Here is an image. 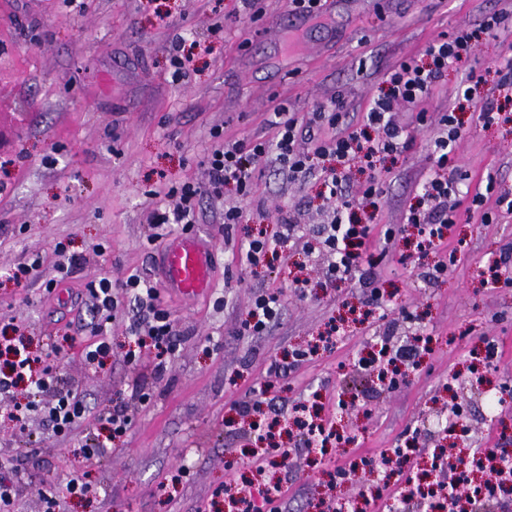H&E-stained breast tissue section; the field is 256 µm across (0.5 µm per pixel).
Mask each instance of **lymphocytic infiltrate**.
Listing matches in <instances>:
<instances>
[{
    "mask_svg": "<svg viewBox=\"0 0 512 512\" xmlns=\"http://www.w3.org/2000/svg\"><path fill=\"white\" fill-rule=\"evenodd\" d=\"M505 13L494 14L484 21L481 29H461L453 34H439L422 50L421 59H408L387 71L377 95L371 97L361 120H353L342 100L317 105L312 111L299 114L287 108L275 107L269 128L271 137L226 139L222 129L211 132L212 145L203 165L206 179L201 183L186 182L169 189L175 198L174 207L153 208L147 222L154 228L169 224H192L196 221V205L201 196L223 198L226 190H235L239 201L226 206L224 221L244 223L251 211H263V202L255 201L256 175L265 165L278 167L291 182H301L314 172H321L323 189L320 197L325 209L322 224L309 228L302 225L296 212L276 208L277 230L273 236L257 234L247 238L242 249L249 267L263 264L268 255L290 253L305 237L319 240L330 261L325 271L328 282L346 280L358 270L360 263L375 266L379 257L373 225L362 221V213L378 210L385 179L379 166L389 158L401 156L412 139L406 126L397 123L394 112L402 106L415 107V119L425 124L422 103L432 94L448 71L471 58L482 37L492 35L505 20ZM482 80L467 74L462 81V97L456 109L443 112L430 147L433 166L422 182V193L416 206L410 207L406 218L417 230L416 251H433L441 246L458 209L480 212L483 223L490 224L500 213H512V198L494 196L493 185L459 188V167L455 145L461 135L457 110L478 112L484 125L497 122L498 114L481 94ZM354 169L369 171L370 177L356 194H346L343 184ZM494 209H486L487 201ZM133 295L140 308L132 319L128 333L137 342L149 343L156 351L151 364L155 375H162L176 348L179 335L170 313L159 304L155 285L132 274L123 280L108 277L90 283L86 305L96 322L95 340L84 353L88 367L97 370L112 355L108 325L124 295ZM31 388L27 402L11 399L19 383ZM87 405L82 392L72 386H62L55 368L36 366L23 337L0 344V417L19 431H26L32 414H41L45 425L56 436H68L85 420ZM98 423L108 432L106 439L81 444L80 455L100 458L110 451L112 442L124 436L131 425L127 407L101 411Z\"/></svg>",
    "mask_w": 512,
    "mask_h": 512,
    "instance_id": "obj_1",
    "label": "lymphocytic infiltrate"
}]
</instances>
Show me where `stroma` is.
Listing matches in <instances>:
<instances>
[{"mask_svg":"<svg viewBox=\"0 0 512 512\" xmlns=\"http://www.w3.org/2000/svg\"><path fill=\"white\" fill-rule=\"evenodd\" d=\"M319 19H301L289 0H256L262 17L251 21L243 0H0V329L18 328L37 356L54 353L62 382L80 387L92 415L72 435L57 437L32 416L25 434L0 426V445L37 444L20 473L15 512H44L43 480L78 472L97 489L89 498L63 497L57 512H225L222 490H247L260 473H273L285 495L280 512H328L360 499V479L336 482V463L372 461L382 450L418 438L406 470L419 474L446 431L438 418L462 406V445L512 449V408L489 413L471 382L479 342L492 341L496 358L485 382L512 388V215L491 224L459 214L430 260L404 237L388 246L375 290L383 311H370L371 290L358 282L326 285V253L297 250L250 270L240 245L258 230H274L273 217L221 232L232 197H201L197 222L176 224L151 241V208L170 205L168 187L205 180L202 160L210 131L225 138L268 134L275 105L304 113L343 97L348 112H364L384 72L418 56L438 34L478 26L494 13L508 17L480 52L449 72L424 106L427 127L414 128L412 149L385 160L389 174L377 225H402L432 166L430 139L437 118L453 106L462 75L483 78L484 95L499 107L497 124L460 113L455 155L463 185L493 181L512 197V101L496 91L497 62L512 58V0H335ZM277 38L263 35L267 23ZM183 39L194 68L176 77L172 42ZM321 180L289 182L266 168L255 195L268 208L292 207L302 224H321ZM190 232L214 247L212 289L184 300L161 290L164 309L181 332L178 349L160 379L142 385L148 400L130 408L132 425L107 458L89 461L76 448L100 434L93 415L128 399L133 370L124 354L134 339L126 327L137 313L126 296L108 334L112 356L88 369L82 353L92 342L87 286L101 277L137 274L160 283V259L171 238ZM82 259L71 278L46 291L54 278L56 245ZM456 253L455 265L428 278L435 261ZM37 262L32 277L8 276L20 263ZM305 277V299L290 283ZM280 292L276 325L251 334L244 323L255 293ZM344 322L345 337L328 349L307 347L329 320ZM425 332L430 344L409 384L371 388L360 358ZM265 390L271 407L320 402L350 436L321 456L292 448L287 466L257 450L245 432L237 402Z\"/></svg>","mask_w":512,"mask_h":512,"instance_id":"obj_1","label":"stroma"}]
</instances>
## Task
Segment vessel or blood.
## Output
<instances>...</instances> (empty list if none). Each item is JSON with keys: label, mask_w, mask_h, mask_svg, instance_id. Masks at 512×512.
<instances>
[{"label": "vessel or blood", "mask_w": 512, "mask_h": 512, "mask_svg": "<svg viewBox=\"0 0 512 512\" xmlns=\"http://www.w3.org/2000/svg\"><path fill=\"white\" fill-rule=\"evenodd\" d=\"M164 284L169 291L191 298L211 288V246L195 235L172 239L163 258Z\"/></svg>", "instance_id": "obj_1"}]
</instances>
